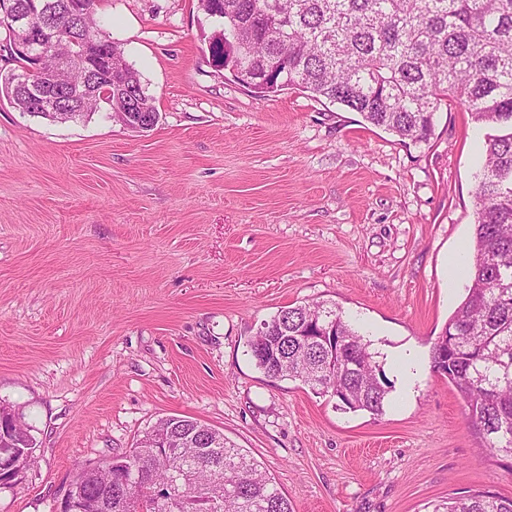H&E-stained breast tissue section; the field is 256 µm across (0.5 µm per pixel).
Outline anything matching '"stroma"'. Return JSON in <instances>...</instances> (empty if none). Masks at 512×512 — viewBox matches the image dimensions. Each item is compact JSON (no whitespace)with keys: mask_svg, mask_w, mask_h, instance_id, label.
I'll return each mask as SVG.
<instances>
[{"mask_svg":"<svg viewBox=\"0 0 512 512\" xmlns=\"http://www.w3.org/2000/svg\"><path fill=\"white\" fill-rule=\"evenodd\" d=\"M97 13L160 119L138 133L0 102V402L37 439L0 512H58L77 464L169 416L221 430L294 512L512 498L429 359L468 284L449 274L472 253L486 128L456 107L413 144L297 89L255 96L215 66L197 0ZM312 301L375 336L382 415L256 367L261 324ZM403 345L422 367L404 400L381 354Z\"/></svg>","mask_w":512,"mask_h":512,"instance_id":"stroma-1","label":"stroma"}]
</instances>
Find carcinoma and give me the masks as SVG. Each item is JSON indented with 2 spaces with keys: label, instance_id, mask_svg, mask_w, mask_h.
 <instances>
[{
  "label": "carcinoma",
  "instance_id": "carcinoma-1",
  "mask_svg": "<svg viewBox=\"0 0 512 512\" xmlns=\"http://www.w3.org/2000/svg\"><path fill=\"white\" fill-rule=\"evenodd\" d=\"M77 0H14L34 10L48 52H65L71 21L61 5ZM214 28L216 65L268 96L297 88L359 113L413 143L427 141L435 113L457 104L491 126L476 188L473 259L466 295L430 349L438 370L468 408L467 424L488 453L512 460V0H197ZM112 89L158 113L120 43ZM16 110L27 98L0 85ZM371 343L336 306L311 302L280 310L249 341L258 369L298 379L336 406L379 416L389 394ZM200 422L168 417L136 440L129 454L79 464L70 485L91 512H293L256 460L224 438L209 446ZM34 435L20 427L0 439V455L19 469ZM433 512H512V499L490 491L449 497Z\"/></svg>",
  "mask_w": 512,
  "mask_h": 512
}]
</instances>
